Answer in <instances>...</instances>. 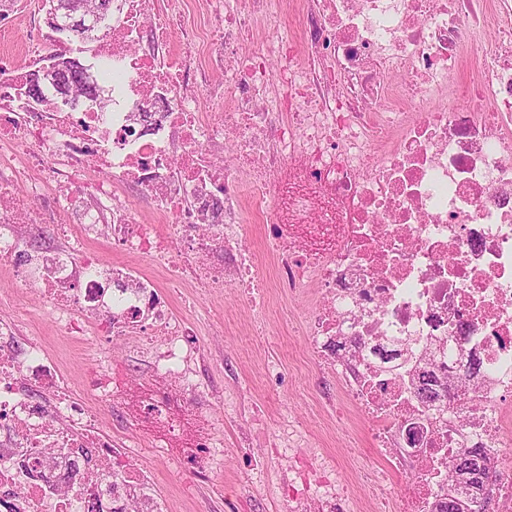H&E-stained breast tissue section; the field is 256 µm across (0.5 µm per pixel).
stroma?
Wrapping results in <instances>:
<instances>
[{"label":"stroma","mask_w":512,"mask_h":512,"mask_svg":"<svg viewBox=\"0 0 512 512\" xmlns=\"http://www.w3.org/2000/svg\"><path fill=\"white\" fill-rule=\"evenodd\" d=\"M31 40L42 42L50 53L63 51L86 64L93 60L91 44L53 32L45 16L23 10L0 27V53L21 58L26 65L31 59L25 47ZM29 306L43 346L57 357L65 375L80 382L99 340L58 335L50 303L33 295ZM288 306L286 297L271 292L258 325L233 292L215 295L194 285L173 294L176 315L196 325L195 340L204 351L200 377L216 396L214 431L223 438L224 449L216 454L214 478L203 484L178 469L179 461L193 453L187 442L170 445L167 458L161 459L147 438L134 432L124 436L129 462L146 469L154 494L168 512H282L280 484L293 463L292 448H280L275 462L263 467L250 461L266 456L267 440L286 416L299 424L301 446L318 449L354 494L365 493V469L384 468L369 436V419L339 395L335 372L310 359L304 337L284 314ZM275 364L282 377L273 383L268 369Z\"/></svg>","instance_id":"obj_1"}]
</instances>
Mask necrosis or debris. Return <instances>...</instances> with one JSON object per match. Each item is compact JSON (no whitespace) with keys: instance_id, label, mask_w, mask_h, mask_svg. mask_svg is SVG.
I'll list each match as a JSON object with an SVG mask.
<instances>
[{"instance_id":"necrosis-or-debris-1","label":"necrosis or debris","mask_w":512,"mask_h":512,"mask_svg":"<svg viewBox=\"0 0 512 512\" xmlns=\"http://www.w3.org/2000/svg\"><path fill=\"white\" fill-rule=\"evenodd\" d=\"M206 3V22L187 26L171 0H118L96 49L110 106L54 109L34 128L29 70L0 58V265L13 282L0 292V512H164L103 423L126 405L172 439L194 425L188 468L212 480L214 395L166 294L193 282L255 304L249 215L268 226L275 288L309 302L287 316L312 360L340 373L393 466L415 468L400 512L447 499L459 450L475 446L496 472L495 512H512V0H296L290 36L284 0ZM147 36L156 52L137 50ZM201 71L221 75L223 111H201ZM90 164L107 178L88 180ZM32 168L43 179L19 191ZM93 234L161 262L166 283L102 267ZM31 292L63 335L138 337L148 374L127 387L104 351L75 385L42 344L18 347ZM402 347L426 355V387L380 356ZM282 501L356 512L311 450Z\"/></svg>"}]
</instances>
